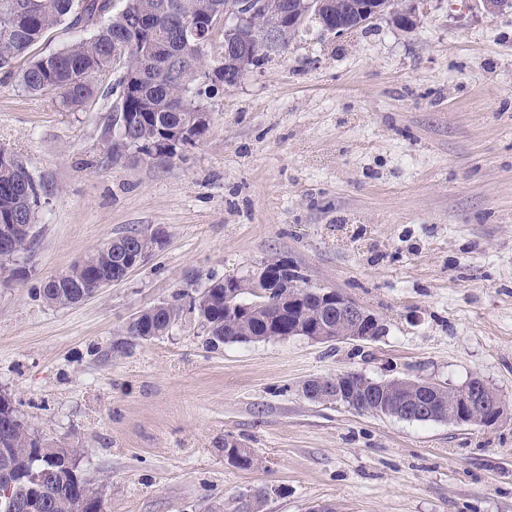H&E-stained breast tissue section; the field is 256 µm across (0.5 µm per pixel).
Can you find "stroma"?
Masks as SVG:
<instances>
[{"instance_id":"1","label":"stroma","mask_w":512,"mask_h":512,"mask_svg":"<svg viewBox=\"0 0 512 512\" xmlns=\"http://www.w3.org/2000/svg\"><path fill=\"white\" fill-rule=\"evenodd\" d=\"M0 70V149L39 185L35 241L0 276V394L79 450L104 512H512V13L429 0L407 32L307 24L209 99L206 136L168 162L106 157L116 76L82 108ZM162 243L68 306L40 295L101 242ZM287 261L377 315L374 342L204 345L197 314L123 334L142 309ZM357 372L448 388L483 379L491 426L363 415L303 393ZM258 464L230 466L224 443Z\"/></svg>"}]
</instances>
